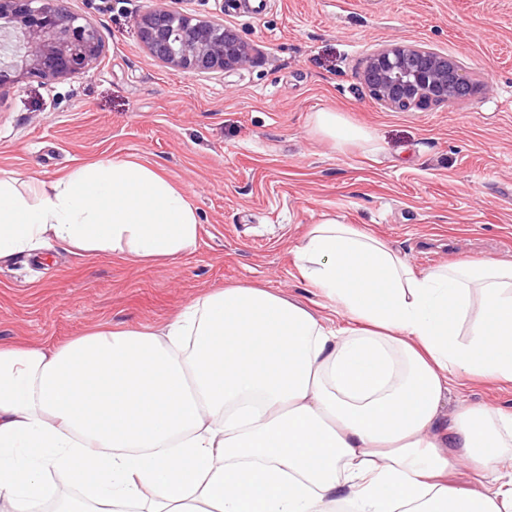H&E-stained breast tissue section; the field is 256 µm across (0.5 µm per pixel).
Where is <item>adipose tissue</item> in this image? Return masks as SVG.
Returning a JSON list of instances; mask_svg holds the SVG:
<instances>
[{
    "label": "adipose tissue",
    "instance_id": "obj_1",
    "mask_svg": "<svg viewBox=\"0 0 512 512\" xmlns=\"http://www.w3.org/2000/svg\"><path fill=\"white\" fill-rule=\"evenodd\" d=\"M312 130L376 139L341 114ZM199 217L152 166L102 159L50 182L0 178V261L53 241L151 261ZM336 325L234 284L163 327L49 348L0 343V499L10 512H512V413L451 385L512 383V262L423 272L334 217L295 251ZM470 465L481 478L453 487ZM71 489L61 494L52 474Z\"/></svg>",
    "mask_w": 512,
    "mask_h": 512
}]
</instances>
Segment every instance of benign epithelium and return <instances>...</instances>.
<instances>
[{
  "label": "benign epithelium",
  "instance_id": "1",
  "mask_svg": "<svg viewBox=\"0 0 512 512\" xmlns=\"http://www.w3.org/2000/svg\"><path fill=\"white\" fill-rule=\"evenodd\" d=\"M0 88L57 80L93 68L103 52L95 25L63 0H0ZM142 43L177 72H229L253 61L251 44L224 24L153 7L137 20ZM362 80L379 104L411 112L446 105L476 89L460 66L422 44L388 43L367 56Z\"/></svg>",
  "mask_w": 512,
  "mask_h": 512
}]
</instances>
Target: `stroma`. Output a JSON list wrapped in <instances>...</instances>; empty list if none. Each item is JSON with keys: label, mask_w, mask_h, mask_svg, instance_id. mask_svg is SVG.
Wrapping results in <instances>:
<instances>
[{"label": "stroma", "mask_w": 512, "mask_h": 512, "mask_svg": "<svg viewBox=\"0 0 512 512\" xmlns=\"http://www.w3.org/2000/svg\"><path fill=\"white\" fill-rule=\"evenodd\" d=\"M98 28L94 67L0 91V177L46 182L105 158L151 165L196 209L193 250L146 264L53 243L0 262V343L54 346L94 327H159L230 284H259L317 315L293 249L324 216L369 230L416 270L459 256L512 261V0H65ZM162 6L222 20L255 50L230 73L155 61L136 19ZM448 56L480 91L425 111L384 108L362 79L379 45ZM319 110L377 148L312 133ZM453 397L512 412V384L459 380Z\"/></svg>", "instance_id": "1"}]
</instances>
